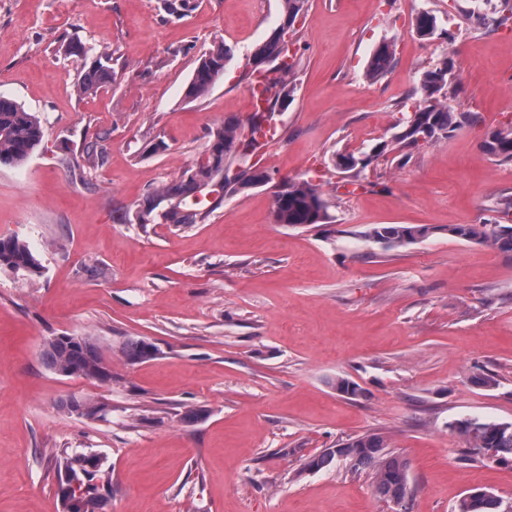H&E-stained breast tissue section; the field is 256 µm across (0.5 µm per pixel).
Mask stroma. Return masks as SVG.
Returning a JSON list of instances; mask_svg holds the SVG:
<instances>
[{
	"label": "stroma",
	"instance_id": "35a3bbf8",
	"mask_svg": "<svg viewBox=\"0 0 512 512\" xmlns=\"http://www.w3.org/2000/svg\"><path fill=\"white\" fill-rule=\"evenodd\" d=\"M0 0V95L39 116L43 141L0 166V237L18 236L40 273L0 268V512H61L52 453L98 454L104 512H397L368 470L327 448L379 433L408 463L407 512H454L483 489L512 502V459L451 432L469 416L512 422V259L449 237L453 224H512V164L482 148L512 123V29L470 10L499 0H309L295 25L294 99L274 116L261 165L273 181L322 184L330 223L274 221L272 189L226 197L202 224L120 221L175 180L208 128L246 120L249 58L281 0ZM423 10L448 39L411 29ZM395 61L366 79L380 40ZM78 40L112 53L114 79L77 92ZM231 51L203 98L184 95L214 41ZM454 61L447 103L465 117L447 141L375 156L408 113L422 71ZM97 153L87 156V144ZM372 156L360 176L336 152ZM376 224L432 227L385 251ZM52 336H86L111 380L67 376L41 358ZM138 339L159 350L128 363ZM497 385L473 383L474 374ZM344 376L359 399L330 385ZM105 403L87 418L70 397ZM203 410L195 423L186 411Z\"/></svg>",
	"mask_w": 512,
	"mask_h": 512
}]
</instances>
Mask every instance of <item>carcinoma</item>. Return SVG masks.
<instances>
[{
    "mask_svg": "<svg viewBox=\"0 0 512 512\" xmlns=\"http://www.w3.org/2000/svg\"><path fill=\"white\" fill-rule=\"evenodd\" d=\"M308 0H282V22L269 37L255 46L250 60L256 64L254 70L261 71L259 64H268L271 77L264 88L266 107L263 112L274 114L277 106L288 105L293 97L295 85L290 79L294 63L282 32L294 29L296 20L307 11ZM479 23L487 28L499 27L512 20V0H501L500 9L492 16L476 15ZM413 32L423 39L436 36V17L423 11L412 21ZM69 54L82 61L86 67L80 78L78 93L82 96L93 93L114 80L112 54L103 50L89 55L81 44L70 46ZM230 50L218 43L200 57L186 87L185 97L197 100L206 96L224 74ZM394 63L393 44L382 43L371 53L365 76L371 81L382 79ZM454 62L447 50H442L436 63L421 73L415 93L421 104L407 120L390 143L375 149L381 155L388 149L416 148L424 144H436L452 137L461 127V119L446 103L453 80ZM245 126L236 119H226L206 133L205 152L207 163L200 160L184 170L169 184L154 189L135 213L138 224L192 225L204 223L212 212L224 201V197L263 186L271 180L267 170L259 166V155L264 144L259 141L262 128L253 126L246 147L250 153L239 151ZM43 139V129L38 118L27 112L17 102L0 96V165L25 163ZM484 151L502 163H512V126L488 132L482 143ZM372 158L353 152H336L331 157L332 166L358 177L370 165ZM171 207L168 215L160 217L159 204ZM330 204L323 190L308 181L284 179L273 196V214L278 224L311 226L330 222ZM434 229L427 226L386 224L368 228L361 232L364 240L379 245L382 249L398 250L417 242V237L426 238ZM448 236L487 245L512 259V225L508 224H455L447 228ZM7 266L16 271L37 273L41 264L29 246L14 237H0V267ZM153 345L142 340H129L120 348L122 357L129 363H137L154 356ZM43 358L54 370L88 377L95 375L109 380L112 374L102 369V352L88 337L55 336L43 347ZM332 386L343 397L357 399L363 395L356 382L339 376ZM64 408L80 416L91 417L103 411L105 405L75 396L65 401ZM465 433L466 442L475 448H491L494 456L502 459L512 456V422L488 421L476 416L464 417L448 423ZM389 444L377 433H366L350 439L339 449L329 448L315 456L308 467L323 469L336 458L345 457L358 468L372 471L373 487L378 496L403 507L411 495L407 463L399 456L387 451ZM58 473L57 496L62 512H80L76 496L69 485L76 482L93 492V479L101 468V459L84 453H63L56 462ZM455 512H512V502L504 501L485 491L479 496L462 497Z\"/></svg>",
    "mask_w": 512,
    "mask_h": 512,
    "instance_id": "cac0c4a2",
    "label": "carcinoma"
}]
</instances>
